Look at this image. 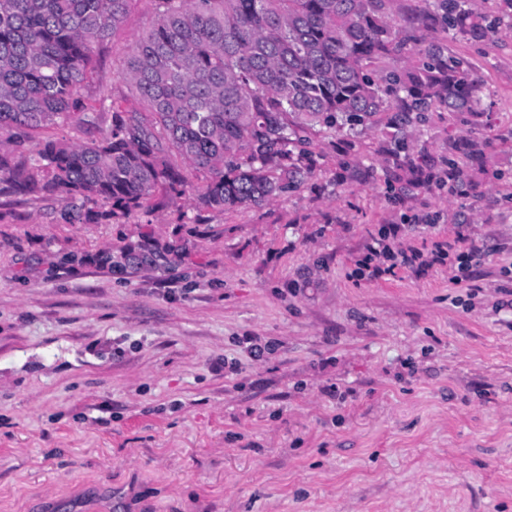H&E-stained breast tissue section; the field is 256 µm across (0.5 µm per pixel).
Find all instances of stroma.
<instances>
[{
  "label": "stroma",
  "mask_w": 512,
  "mask_h": 512,
  "mask_svg": "<svg viewBox=\"0 0 512 512\" xmlns=\"http://www.w3.org/2000/svg\"><path fill=\"white\" fill-rule=\"evenodd\" d=\"M131 0L79 95L96 125L153 24ZM484 83L477 124L431 112L405 150L322 134L312 174L260 206L157 189L69 224L0 184V512H512V29L449 41ZM112 90L101 106L100 88ZM490 171L448 192V144ZM463 231L479 263L357 276L372 237Z\"/></svg>",
  "instance_id": "1"
}]
</instances>
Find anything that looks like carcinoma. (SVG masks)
Returning <instances> with one entry per match:
<instances>
[{
	"label": "carcinoma",
	"mask_w": 512,
	"mask_h": 512,
	"mask_svg": "<svg viewBox=\"0 0 512 512\" xmlns=\"http://www.w3.org/2000/svg\"><path fill=\"white\" fill-rule=\"evenodd\" d=\"M494 2L495 16L481 4ZM131 0H0V134L31 137L84 111L78 97L95 45L124 22ZM155 22L133 46L122 78L147 111H115L90 145L37 144L0 152V184L35 197L81 200L69 224H89L98 200L132 210L158 187L181 195L189 176L205 183L196 206L259 205L300 186L308 147L324 132L357 134L388 114L405 145L424 113L476 115L483 84L448 52L451 38L497 42L512 0H152ZM426 30L430 39L412 36ZM448 192L460 198L477 168L448 159Z\"/></svg>",
	"instance_id": "cac0c4a2"
}]
</instances>
